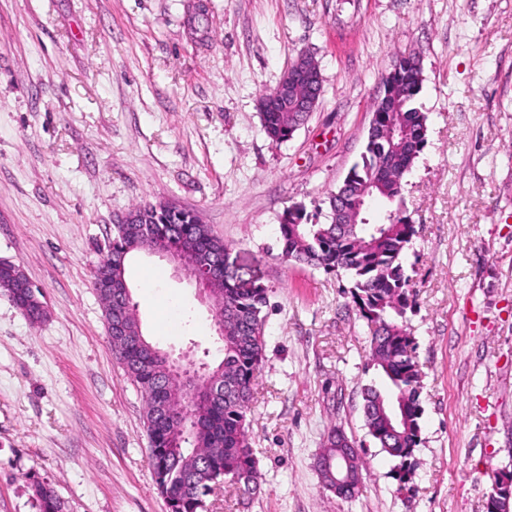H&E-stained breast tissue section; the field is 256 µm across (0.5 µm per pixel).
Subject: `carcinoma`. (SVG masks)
Listing matches in <instances>:
<instances>
[{"label":"carcinoma","instance_id":"obj_1","mask_svg":"<svg viewBox=\"0 0 512 512\" xmlns=\"http://www.w3.org/2000/svg\"><path fill=\"white\" fill-rule=\"evenodd\" d=\"M421 85L419 60L396 57L381 78L361 162L329 193L326 222L310 224L304 209L294 207L278 225L282 262L350 279L348 293L369 330V362L381 378V383L362 389L364 426L383 452L399 460L397 475L403 484L416 464L424 413L417 345L406 324L414 295L403 264L417 235L407 215L405 178L427 143L428 113L417 105ZM322 87L321 80L300 77L286 101L276 99L273 90L263 93L259 108L267 135L276 142L290 138L307 121V103ZM371 194L386 203V214L381 222L364 224L357 206ZM146 242L181 255L190 268L222 262L228 246L194 212L164 200L149 202L130 210L115 228L93 278L99 296L112 302L103 311L106 330L119 324L126 332L111 337L112 349L145 402L146 430L158 448L149 458L155 482L171 499L170 512H197L223 479L240 492L253 490L255 484L257 462L246 419L265 359L262 312L267 292L261 285L243 288L230 271L214 270L209 290L212 316L224 321L223 359L208 370L224 378V400H194L171 406L164 414L179 384L163 355L151 360L143 356L137 344L141 325L133 317L136 304L130 296H116V285L126 279L129 262ZM0 290L20 311L32 298L21 266L7 260H0ZM31 488L39 512H64V502L52 487L35 481Z\"/></svg>","mask_w":512,"mask_h":512}]
</instances>
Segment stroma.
Here are the masks:
<instances>
[{
	"mask_svg": "<svg viewBox=\"0 0 512 512\" xmlns=\"http://www.w3.org/2000/svg\"><path fill=\"white\" fill-rule=\"evenodd\" d=\"M191 2L0 0V259L50 310L31 323L0 292V512H39L35 480L66 512H167L145 403L92 284L117 218L159 199L195 211L238 280L268 290L247 416L257 491L220 484L207 512H485L512 444V0H203L195 31ZM301 52L320 65L321 99L276 142L257 101ZM404 53L421 58L429 116L405 187L424 372L408 492L364 427L361 389L378 374L346 280L278 258L288 209L323 222ZM127 279L149 341L216 359L211 304L167 260L136 255ZM334 426L363 462L352 499L316 466Z\"/></svg>",
	"mask_w": 512,
	"mask_h": 512,
	"instance_id": "35a3bbf8",
	"label": "stroma"
}]
</instances>
